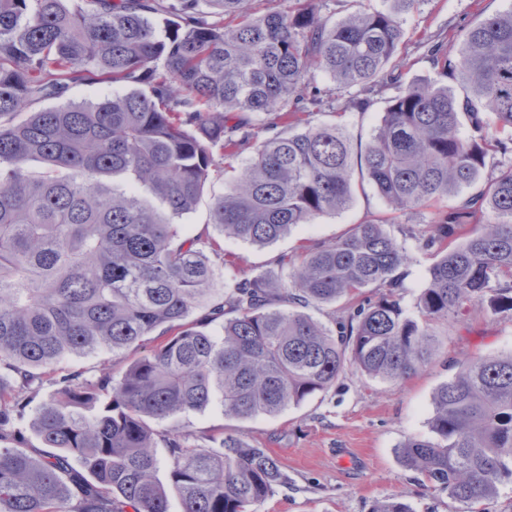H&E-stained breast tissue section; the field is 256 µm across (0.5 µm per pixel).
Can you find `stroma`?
<instances>
[{
	"instance_id": "obj_1",
	"label": "stroma",
	"mask_w": 512,
	"mask_h": 512,
	"mask_svg": "<svg viewBox=\"0 0 512 512\" xmlns=\"http://www.w3.org/2000/svg\"><path fill=\"white\" fill-rule=\"evenodd\" d=\"M510 9L512 0H420L403 21V84L439 79L426 43L462 35L476 20ZM376 217L387 219L388 231L410 254L403 268L404 303L413 306L434 261L416 237L431 213L391 211L369 184L356 188L352 204L339 213L320 216L264 246L224 238V252L248 274L276 276L279 257L336 239ZM511 352L512 317L474 306L449 323L436 359L404 380L382 383L351 369L327 392L275 416L236 420L214 404L183 416L182 422L198 433L217 428L239 433L278 459L288 482L254 512H371L376 502L393 496L414 512H459L457 502L405 467L397 451L409 439L431 437L433 396L459 362Z\"/></svg>"
}]
</instances>
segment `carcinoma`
<instances>
[{"label": "carcinoma", "instance_id": "obj_1", "mask_svg": "<svg viewBox=\"0 0 512 512\" xmlns=\"http://www.w3.org/2000/svg\"><path fill=\"white\" fill-rule=\"evenodd\" d=\"M249 2L0 0V369L11 374L0 512H169L172 496L183 512H251L286 482L273 455L236 433L192 444L188 426L154 423L216 397L226 418L275 416L349 368L397 382L438 354V324L476 304L512 314V11L469 27L456 54L427 46L463 95L413 83L362 144L314 111L365 112L398 80L402 21L419 0L332 23L321 0L261 14ZM319 71L334 88L313 82ZM86 80L132 89L65 100ZM47 100L59 104L38 108ZM226 148L254 152L238 168ZM228 168L211 224L253 245L344 210L356 175L395 212L433 209L419 243L434 262L414 310L402 296L410 256L381 219L282 258L275 280L237 272L219 239L181 230ZM366 288L375 299H360ZM339 301L334 330L302 312ZM221 317V334L199 329ZM147 343L118 379L59 372L74 354ZM46 382L56 390L32 429L57 452L35 457L7 426ZM429 424L435 438L399 456L438 491L469 509L512 482V353L461 362ZM372 512L413 510L394 496Z\"/></svg>", "mask_w": 512, "mask_h": 512}]
</instances>
